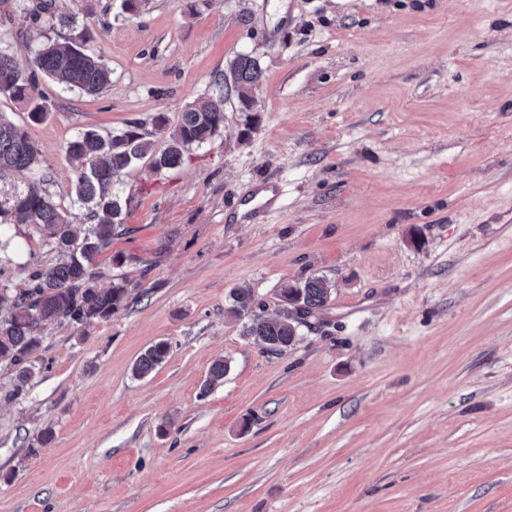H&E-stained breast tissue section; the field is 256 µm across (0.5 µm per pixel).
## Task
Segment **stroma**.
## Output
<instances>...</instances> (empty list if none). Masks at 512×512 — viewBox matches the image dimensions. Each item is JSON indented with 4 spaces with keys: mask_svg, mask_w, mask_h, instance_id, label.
Instances as JSON below:
<instances>
[{
    "mask_svg": "<svg viewBox=\"0 0 512 512\" xmlns=\"http://www.w3.org/2000/svg\"><path fill=\"white\" fill-rule=\"evenodd\" d=\"M122 3L57 0L95 26L106 89L38 78L40 122L0 98L58 203L78 132L176 125L240 52L264 68L253 121L225 88L220 135L177 169L129 168L97 258L126 308L47 325L27 384L0 363V512H512V0ZM15 7L0 0V42L21 67L43 35L72 37ZM260 185L283 195L254 222ZM8 235L16 292L57 253L31 226ZM311 275L330 301L283 353L226 312L248 288L275 313ZM161 340L166 362L134 377Z\"/></svg>",
    "mask_w": 512,
    "mask_h": 512,
    "instance_id": "1",
    "label": "stroma"
}]
</instances>
